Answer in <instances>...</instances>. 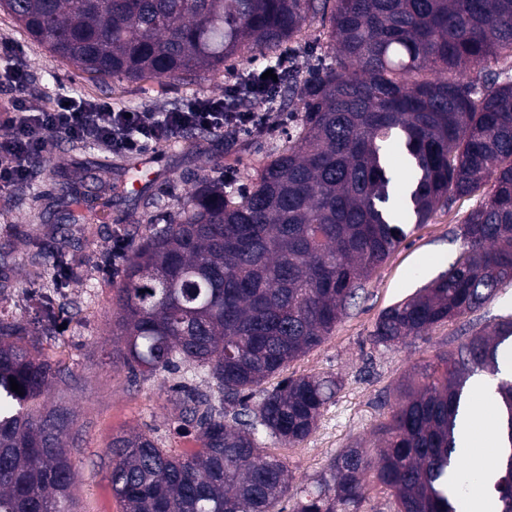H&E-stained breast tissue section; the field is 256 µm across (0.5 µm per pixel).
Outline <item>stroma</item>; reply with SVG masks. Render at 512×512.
Returning a JSON list of instances; mask_svg holds the SVG:
<instances>
[{
	"mask_svg": "<svg viewBox=\"0 0 512 512\" xmlns=\"http://www.w3.org/2000/svg\"><path fill=\"white\" fill-rule=\"evenodd\" d=\"M326 32L316 21L299 36L298 78H305L310 69L335 65ZM1 41L16 46L19 59L28 66L37 106L64 88L131 110L164 112L196 95L223 94L225 86L245 71L237 61L206 73L192 85L144 79L115 88L89 80L75 67L53 59L2 11ZM299 110L295 104L290 111L280 112L259 137L238 130L192 138L183 135L159 143L141 153L139 168L130 172L115 167V152L93 145L77 151L72 140L60 135L49 153L57 166L54 180L33 176L21 189L0 194V301L20 319L28 316L27 297L33 292L53 296L61 291L72 303L73 316L62 330L33 339L41 356L78 377L74 384H54L48 395L50 401L70 409L80 431V446L72 453V512H121L109 482V446L117 433L151 432L162 448L174 454H190L199 448L195 433L183 429L170 413L168 390L182 380V373L136 377L111 362L112 295L121 280L120 273L111 268L113 243L125 238L128 225H144L152 217L174 212L177 200L194 191L197 175L214 161H223L234 185L246 184L262 152L286 140ZM89 171L97 176L111 219L93 225L88 233L79 224L55 223L53 214L66 205L58 196L59 183L77 180ZM149 196L156 205L148 209L142 200ZM482 198L479 192L459 198L437 211L428 223L406 225L405 241L374 271L333 335L291 362L283 374L266 380L268 390L286 376H331L339 382L335 398L307 440L292 448L269 440L264 443L269 453L287 462L294 476L293 488L308 486L313 476L349 446H375V430L395 405L398 386L438 351L456 347L464 324L459 321L434 327L426 336L392 348L372 344L369 333L384 309L413 295L459 258L463 241L458 228ZM32 241L45 244L50 251L65 252L69 264L65 286L31 282L24 256Z\"/></svg>",
	"mask_w": 512,
	"mask_h": 512,
	"instance_id": "stroma-1",
	"label": "stroma"
}]
</instances>
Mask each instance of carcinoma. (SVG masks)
Masks as SVG:
<instances>
[{
  "instance_id": "cac0c4a2",
  "label": "carcinoma",
  "mask_w": 512,
  "mask_h": 512,
  "mask_svg": "<svg viewBox=\"0 0 512 512\" xmlns=\"http://www.w3.org/2000/svg\"><path fill=\"white\" fill-rule=\"evenodd\" d=\"M53 57L93 79L189 85L245 53L280 65L313 19L329 22L334 68L288 74L272 104L299 123L247 187L203 177L164 224L134 227L112 295V363L134 375L194 366L211 390L173 388L178 420L201 448L173 455L144 432L112 437L110 484L122 512H284L290 471L260 438L307 439L338 381L266 379L320 346L358 290L406 239L459 197L487 187L464 220L466 250L414 296L383 310L375 345L419 338L479 309L512 283V80L468 91L459 76L512 58V0H0ZM66 221L96 224L97 197L68 182ZM71 316L42 303L31 324L0 310V512H70L77 446L71 413L41 398L65 369L36 353ZM512 319L475 325L400 387L379 444L344 450L291 512H358L368 482L396 512H456L457 428L468 381L499 374ZM20 392L11 390L10 379ZM261 400H251L257 391ZM509 452L497 462L498 507L512 500V380L497 385Z\"/></svg>"
}]
</instances>
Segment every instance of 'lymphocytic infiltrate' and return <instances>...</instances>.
<instances>
[{"instance_id":"lymphocytic-infiltrate-1","label":"lymphocytic infiltrate","mask_w":512,"mask_h":512,"mask_svg":"<svg viewBox=\"0 0 512 512\" xmlns=\"http://www.w3.org/2000/svg\"><path fill=\"white\" fill-rule=\"evenodd\" d=\"M29 70L20 64L0 68V86L12 93L8 133L0 138V191L26 181L33 162L47 155L53 136L86 142L126 154L142 153L149 146L198 129L223 132L225 126L248 129L256 123L277 89L276 81L258 85L239 80L222 96H198L168 112H127L109 102L62 91L49 105L30 101Z\"/></svg>"}]
</instances>
